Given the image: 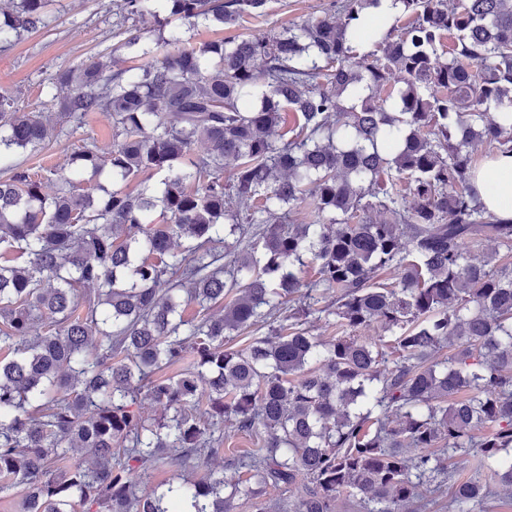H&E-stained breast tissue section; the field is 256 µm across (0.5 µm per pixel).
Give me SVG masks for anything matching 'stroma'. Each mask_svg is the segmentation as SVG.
<instances>
[{
    "mask_svg": "<svg viewBox=\"0 0 512 512\" xmlns=\"http://www.w3.org/2000/svg\"><path fill=\"white\" fill-rule=\"evenodd\" d=\"M332 3L333 0H269L265 17L245 19L230 30L215 22L186 25L182 28L183 36L189 44L199 46L233 34L279 31L294 22L324 16ZM117 4L118 0H50L44 28L0 48V92L11 94L19 108L48 117L56 110L57 77L64 69L110 58L119 59L125 67L138 65V58L121 48L123 42L134 36L155 51H163L162 39L167 36V29L147 18L122 19ZM112 143L111 116L94 112L81 125L55 132L37 149L16 150L10 160L28 170L32 179L41 183L43 193L51 196L59 187L61 169L73 153L87 145L104 153ZM256 446L255 436L232 432L225 435L223 445L216 447L205 466L187 467L176 458L148 474L133 472L130 479L140 488L148 489L173 477L200 480L211 467L223 468L226 477L234 478L238 472L229 464L231 454Z\"/></svg>",
    "mask_w": 512,
    "mask_h": 512,
    "instance_id": "stroma-1",
    "label": "stroma"
}]
</instances>
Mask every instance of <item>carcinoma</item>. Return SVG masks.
Returning a JSON list of instances; mask_svg holds the SVG:
<instances>
[{
    "instance_id": "obj_1",
    "label": "carcinoma",
    "mask_w": 512,
    "mask_h": 512,
    "mask_svg": "<svg viewBox=\"0 0 512 512\" xmlns=\"http://www.w3.org/2000/svg\"><path fill=\"white\" fill-rule=\"evenodd\" d=\"M11 2L0 46L45 26L48 0ZM267 3L121 8L162 28H230ZM380 3L198 48L172 29L139 67L59 76L58 121L106 112L114 142L73 155L51 197L24 170L0 179V245L14 253L0 255V492L20 490L23 512H233L269 486L288 496L258 512H333L343 497L357 512L445 497L465 512L512 491V221L471 185L477 144L512 152V0H394L379 27ZM394 71L404 88L388 86ZM53 131L0 93V161ZM197 142L206 152L186 167ZM88 168L114 184L164 178L98 204L75 190ZM296 208L315 219L292 222ZM389 269L397 281L376 282ZM189 302L222 313L188 320ZM315 314L336 335H313ZM373 321L391 343L356 335ZM259 324L269 335L224 344ZM141 395L169 414L137 418ZM226 429L261 438L236 480L128 479L174 451L208 458ZM79 450L94 466L70 462Z\"/></svg>"
}]
</instances>
